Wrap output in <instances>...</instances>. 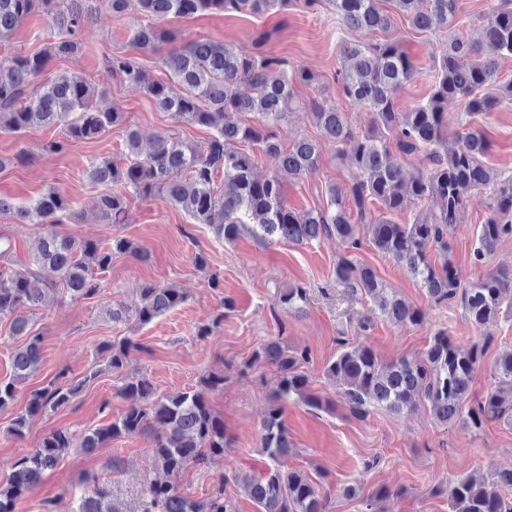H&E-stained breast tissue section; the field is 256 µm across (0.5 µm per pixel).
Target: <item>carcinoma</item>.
Returning <instances> with one entry per match:
<instances>
[{"label": "carcinoma", "instance_id": "obj_1", "mask_svg": "<svg viewBox=\"0 0 512 512\" xmlns=\"http://www.w3.org/2000/svg\"><path fill=\"white\" fill-rule=\"evenodd\" d=\"M92 0H0V45L12 39L23 20L36 12L53 19L50 42L33 54H17L0 61V130L21 133L39 124L63 126L66 139L50 149L64 151L68 143L98 139L121 123L116 109L91 106L95 86L87 79L60 74L43 86L34 85L50 59L81 48V32L98 20ZM324 3L349 30L369 36L385 32L393 19L383 3L402 15L415 33L448 35V52L434 68L430 96L403 112L395 91L418 74L412 56L392 41L346 42L341 49L342 67L336 84L346 99L362 104L370 114L365 129H356L347 114L327 98L309 101L310 116L320 138L299 137L289 146L275 132L298 107L297 84L313 85L317 76L280 57L243 55L231 46L210 39L189 38L162 29L156 21L169 15L192 16L206 12L265 15L288 5V0H138L143 22L133 30L131 42L141 50L168 43L171 49L161 59L169 73L166 81H149L137 58L113 54L105 58L103 71L109 78L143 86L155 106L182 114L190 123L214 130L203 146L189 145L166 133L153 140L152 150L142 155L138 133L125 131L126 163L119 166L104 158L87 171L90 182L100 185L97 208L111 224H122L136 197L164 193L171 204L184 210L198 224L213 228L217 237L231 243L247 232L261 242L272 240L303 245L335 236L358 248L356 225H367L369 240L382 254L406 267L441 303L457 299L469 319L482 327L500 318L512 317V279L489 274L464 284L448 256V234L463 223L477 195L490 210L478 225L472 244L473 259L481 263L506 236L512 235V176L487 165L490 144L482 131L459 124L453 144H448V101L465 103L466 114L478 116L512 101V82L501 83L498 62L512 57V0L485 20L480 39L471 41L453 35L460 10L459 0H305L314 7ZM474 58L465 66L461 60ZM261 146L278 160L268 177L254 174V158L239 149L242 143ZM335 150L339 178L328 184L327 206L295 211L284 200L285 183L313 176L323 143ZM402 156L419 154L424 168L407 174L393 160L391 149ZM224 173L217 186L215 175ZM430 204L432 220L398 224L391 216L407 204ZM384 210L377 215L375 208ZM0 216L28 220L44 229L31 262L22 270L0 272V317H13V335L25 342L12 355V372L0 379V408L11 404L18 386L40 366V336L28 332L23 311L42 303L54 291L40 270L57 274L60 284L74 299L90 298L99 291L96 274L112 267L117 254L136 251L126 239L103 245L57 230L65 222L77 224L79 214L70 199L52 189L26 207H17L0 197ZM438 248L444 260L438 264L429 249ZM334 285L349 295L372 301L381 317L397 324L417 326L421 309L389 288L369 265L342 257L336 262ZM137 321L148 324L185 301L174 285L146 282L139 289ZM278 301L290 307L308 303V291L295 286L279 292ZM137 347L123 337L106 343L101 351L108 366L120 371ZM485 345L458 348L444 331L436 332L417 359L381 362L372 349L359 345L339 352L325 374L345 385L350 413L365 419L378 407L392 412L429 405L440 425L456 424L478 432L493 420L512 422V350H505L495 363L498 378L508 389L490 392L468 403L470 384L481 362ZM279 372L278 388L263 421L261 453L268 462L258 474L244 473L235 481L260 508V512H326L324 496L303 473L287 467L292 444L283 420V403L298 399L320 409L323 402L310 390V378L301 371L308 360L305 351L290 352L272 341L255 351ZM81 384L44 387L29 393L25 413L13 419L11 430L21 436L31 417L46 408H58L79 392ZM128 402L116 420L87 429L79 447L93 451L121 435L140 434L157 423L162 431L152 442L153 456L166 479L152 483L146 492L143 512H234L219 484L205 501H196L178 491L175 481L193 466L224 455L228 442L224 420L203 394L186 390L158 396L146 378L128 381L119 388ZM73 446L62 429L45 437L38 449L11 465L12 472L0 482V512H15L17 501L37 484L45 471L54 468L63 448ZM450 512H512V468H499L485 481L460 476L449 483ZM110 485L94 482L92 494L79 498L74 512H115Z\"/></svg>", "mask_w": 512, "mask_h": 512}]
</instances>
